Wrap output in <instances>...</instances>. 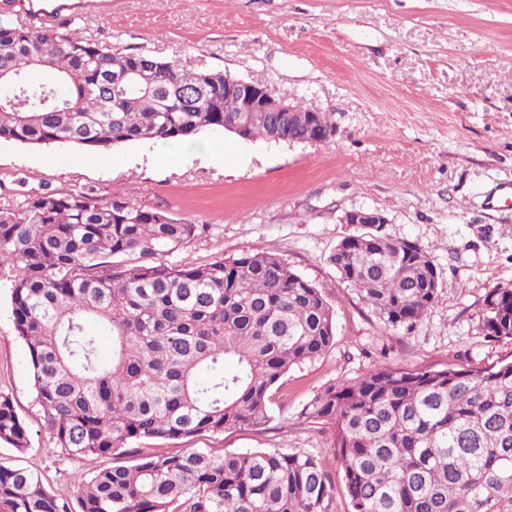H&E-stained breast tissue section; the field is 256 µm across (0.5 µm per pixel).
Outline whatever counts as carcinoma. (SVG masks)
<instances>
[{"label":"carcinoma","instance_id":"carcinoma-1","mask_svg":"<svg viewBox=\"0 0 512 512\" xmlns=\"http://www.w3.org/2000/svg\"><path fill=\"white\" fill-rule=\"evenodd\" d=\"M0 142L105 151L224 129L238 101L224 72L191 71L109 49L56 24L0 17ZM255 141L318 144L327 112H250ZM198 225L115 199L47 190L0 204V265L18 275L12 317L55 447L113 458L90 472L77 510L39 476L0 462V512H334L339 466L348 512H512V361L481 369L375 368L324 386L300 418L332 432L333 462L250 449L160 454L144 439L258 429L271 389L335 343L334 310L277 255L203 266L165 255ZM135 255L127 264L121 257ZM384 325L411 328L439 277L415 243L379 232L329 257ZM95 323L91 329L87 322ZM485 337L512 341V287L485 297ZM112 337V358L98 336ZM29 448L0 391V443Z\"/></svg>","mask_w":512,"mask_h":512}]
</instances>
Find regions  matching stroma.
Returning a JSON list of instances; mask_svg holds the SVG:
<instances>
[{"mask_svg": "<svg viewBox=\"0 0 512 512\" xmlns=\"http://www.w3.org/2000/svg\"><path fill=\"white\" fill-rule=\"evenodd\" d=\"M70 30L100 45L185 68L222 70L279 98L330 113L320 144L224 135L223 158L198 151L159 159L160 143L103 152L0 142V204L43 190L122 199L198 225L169 262L196 265L267 251L319 288L335 310L336 343L292 368L260 430L159 441L163 451L302 450L330 460V436L301 422L326 384L377 367H485L512 360V341L485 337L493 288L512 286V0H112ZM385 218L392 239L416 243L440 276L413 330L388 328L343 284L329 257L356 233L344 212ZM0 267V389L12 394L30 447L0 444V462L39 474L71 503L92 468L55 448L16 337L11 288Z\"/></svg>", "mask_w": 512, "mask_h": 512, "instance_id": "stroma-1", "label": "stroma"}]
</instances>
